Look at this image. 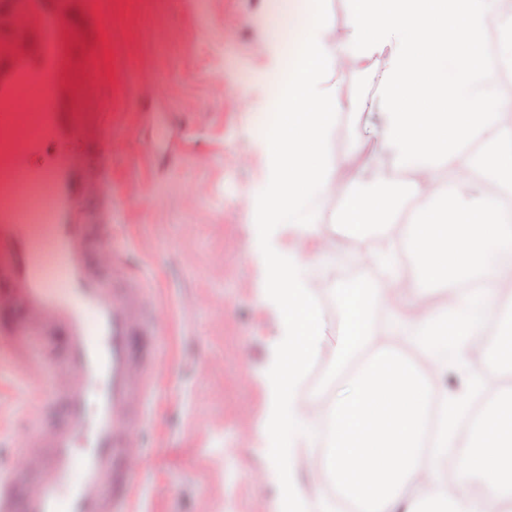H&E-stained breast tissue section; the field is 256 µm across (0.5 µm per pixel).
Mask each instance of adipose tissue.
<instances>
[{
	"instance_id": "adipose-tissue-1",
	"label": "adipose tissue",
	"mask_w": 512,
	"mask_h": 512,
	"mask_svg": "<svg viewBox=\"0 0 512 512\" xmlns=\"http://www.w3.org/2000/svg\"><path fill=\"white\" fill-rule=\"evenodd\" d=\"M344 27L316 8L298 32L294 54L268 42L265 66L283 81L260 91L250 111L274 114L266 137L253 144L254 186L244 221L257 306L278 320V336L255 378L264 390L256 433L280 445L261 470L273 493L268 512H336L325 493L334 485L358 512H506L512 503V393L493 377L470 370L487 339L501 343L512 366V213L489 192L512 193V100L497 95L499 71L512 70V11L503 0H350ZM495 23L497 49L483 40ZM367 70L373 98L345 99L339 74ZM364 114L356 137L387 148L396 168L412 177L391 186L378 158L362 159L361 190L338 177L347 162L334 150L336 117ZM341 198L340 209L330 206ZM418 253L415 277L399 267L392 240L371 243L362 227L392 223ZM351 238L353 255L386 268L373 288H340L333 323L319 296L338 257L337 235ZM317 263L307 269L298 246ZM479 275L478 289L450 288L431 302L436 286ZM389 309L375 331L371 307ZM456 316L464 332L437 331ZM330 365L322 388H311V365ZM451 390L434 385L448 373ZM491 397L481 418L469 420L478 393ZM437 410L423 438L429 408ZM332 427L323 451L314 445ZM470 452L449 464V449ZM482 479L474 496L459 491L464 475Z\"/></svg>"
}]
</instances>
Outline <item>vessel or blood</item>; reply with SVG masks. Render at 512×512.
<instances>
[{
  "mask_svg": "<svg viewBox=\"0 0 512 512\" xmlns=\"http://www.w3.org/2000/svg\"><path fill=\"white\" fill-rule=\"evenodd\" d=\"M0 0V334L20 391L44 410L24 452L0 473V512H137L146 423L161 339L147 281L117 262L112 197L67 152L109 155L97 113L75 109L73 47L96 0ZM171 126L148 158L193 155ZM60 336L52 376L36 349Z\"/></svg>",
  "mask_w": 512,
  "mask_h": 512,
  "instance_id": "vessel-or-blood-1",
  "label": "vessel or blood"
}]
</instances>
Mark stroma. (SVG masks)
I'll return each instance as SVG.
<instances>
[{
	"instance_id": "35a3bbf8",
	"label": "stroma",
	"mask_w": 512,
	"mask_h": 512,
	"mask_svg": "<svg viewBox=\"0 0 512 512\" xmlns=\"http://www.w3.org/2000/svg\"><path fill=\"white\" fill-rule=\"evenodd\" d=\"M286 0H103V38H90L107 76L93 80L85 105L105 113L119 146L112 152L115 247L151 281L166 307L143 455L139 512H265L261 450L252 437L264 397L253 378L277 332L260 309L252 275L235 270L250 249L237 201L254 169L247 158L266 131L242 108L272 82L259 52L279 35ZM267 11L269 25L252 19ZM169 113L190 127L199 160L159 156L148 165L139 142L151 119ZM141 189L145 204L126 202ZM19 383L0 367V468L18 451L24 427L40 421L37 403L18 410Z\"/></svg>"
}]
</instances>
